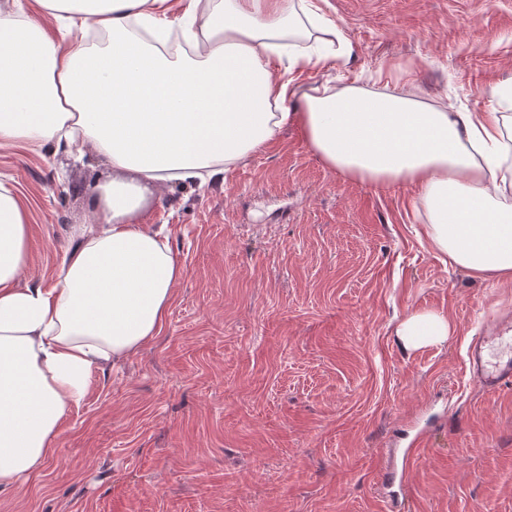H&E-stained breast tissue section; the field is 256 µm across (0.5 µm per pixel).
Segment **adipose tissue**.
I'll list each match as a JSON object with an SVG mask.
<instances>
[{"label": "adipose tissue", "instance_id": "1", "mask_svg": "<svg viewBox=\"0 0 512 512\" xmlns=\"http://www.w3.org/2000/svg\"><path fill=\"white\" fill-rule=\"evenodd\" d=\"M37 4L57 27L92 24L107 38L66 47L0 0V147L80 140L113 178L47 287L19 284L29 215L0 182V492L56 459L61 421L82 402L90 372L161 330L184 268L169 234L142 222L144 187L221 181L286 126L349 179L414 188L435 251L475 278L512 282V85L492 90L502 112L355 85L297 92L292 71L348 51L314 0H180L177 12L169 0ZM176 26L184 45L164 51ZM454 332L436 311L395 328L411 351Z\"/></svg>", "mask_w": 512, "mask_h": 512}]
</instances>
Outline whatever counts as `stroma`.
<instances>
[{
  "label": "stroma",
  "mask_w": 512,
  "mask_h": 512,
  "mask_svg": "<svg viewBox=\"0 0 512 512\" xmlns=\"http://www.w3.org/2000/svg\"><path fill=\"white\" fill-rule=\"evenodd\" d=\"M350 52L294 73L407 90L462 112L512 84V0H317ZM1 147L29 209L22 283L50 285L112 178L104 157ZM413 188L346 178L295 126L223 183L147 193L185 269L158 336L94 369L57 458L0 512H388L385 466H409L414 512H512V388L467 370L471 341L512 312V283L473 278L417 234ZM457 333L405 349L411 313Z\"/></svg>",
  "instance_id": "1"
}]
</instances>
